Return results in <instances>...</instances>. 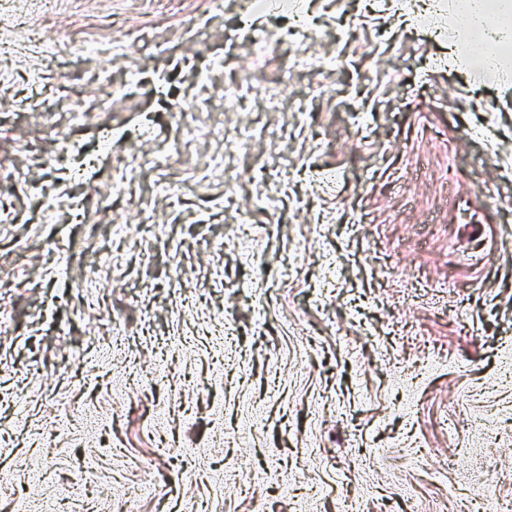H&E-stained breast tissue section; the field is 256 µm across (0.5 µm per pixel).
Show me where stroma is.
<instances>
[{"instance_id": "stroma-1", "label": "stroma", "mask_w": 512, "mask_h": 512, "mask_svg": "<svg viewBox=\"0 0 512 512\" xmlns=\"http://www.w3.org/2000/svg\"><path fill=\"white\" fill-rule=\"evenodd\" d=\"M251 2L0 15V500L512 512V92L456 0Z\"/></svg>"}]
</instances>
